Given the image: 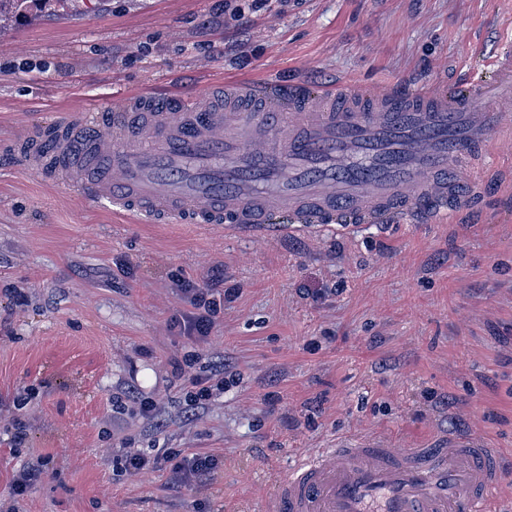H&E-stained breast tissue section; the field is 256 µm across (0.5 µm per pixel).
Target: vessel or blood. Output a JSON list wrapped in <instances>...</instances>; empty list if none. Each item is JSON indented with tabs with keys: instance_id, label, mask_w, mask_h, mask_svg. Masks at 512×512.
<instances>
[{
	"instance_id": "vessel-or-blood-1",
	"label": "vessel or blood",
	"mask_w": 512,
	"mask_h": 512,
	"mask_svg": "<svg viewBox=\"0 0 512 512\" xmlns=\"http://www.w3.org/2000/svg\"><path fill=\"white\" fill-rule=\"evenodd\" d=\"M493 81L471 72L448 90L244 77L187 95L131 92L10 142L21 168L148 224L247 232L298 224H447L468 171L492 158L512 120V54ZM506 475L497 449L443 435L426 448H323L271 492L264 512H492Z\"/></svg>"
}]
</instances>
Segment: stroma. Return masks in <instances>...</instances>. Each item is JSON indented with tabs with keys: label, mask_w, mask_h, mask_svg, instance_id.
Masks as SVG:
<instances>
[{
	"label": "stroma",
	"mask_w": 512,
	"mask_h": 512,
	"mask_svg": "<svg viewBox=\"0 0 512 512\" xmlns=\"http://www.w3.org/2000/svg\"><path fill=\"white\" fill-rule=\"evenodd\" d=\"M509 50L512 0L33 2L0 28V145L135 90L445 86ZM492 167L467 224L270 236L138 224L0 157V512H262L295 465L358 442L470 435L512 462V153ZM182 276L220 303L206 341L171 327ZM219 362L223 390L185 418L189 377ZM137 448L218 468L177 490L124 471ZM40 457H31L23 468L14 476L10 485V495L17 499L23 497L29 488L43 475Z\"/></svg>",
	"instance_id": "1"
}]
</instances>
